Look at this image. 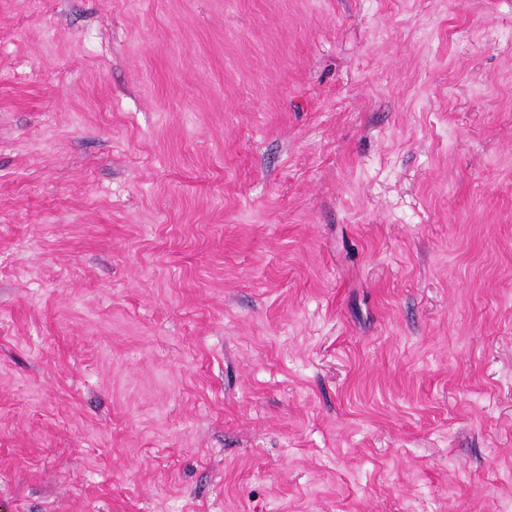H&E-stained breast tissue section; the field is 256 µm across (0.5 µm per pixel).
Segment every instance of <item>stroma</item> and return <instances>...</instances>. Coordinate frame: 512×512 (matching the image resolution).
<instances>
[{
	"label": "stroma",
	"instance_id": "obj_1",
	"mask_svg": "<svg viewBox=\"0 0 512 512\" xmlns=\"http://www.w3.org/2000/svg\"><path fill=\"white\" fill-rule=\"evenodd\" d=\"M0 512H512V0H0Z\"/></svg>",
	"mask_w": 512,
	"mask_h": 512
}]
</instances>
